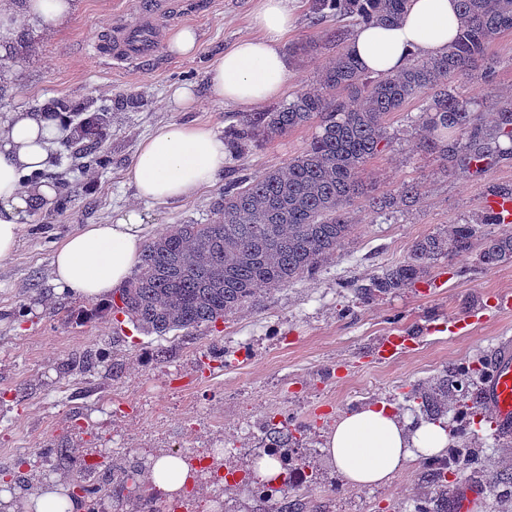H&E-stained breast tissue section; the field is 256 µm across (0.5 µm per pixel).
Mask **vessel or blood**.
<instances>
[{
	"mask_svg": "<svg viewBox=\"0 0 512 512\" xmlns=\"http://www.w3.org/2000/svg\"><path fill=\"white\" fill-rule=\"evenodd\" d=\"M181 0H145L132 19L116 15L97 36L90 57L113 65L143 64L158 52L167 22L181 13ZM483 402L495 411L498 427L512 434V340H502L481 390Z\"/></svg>",
	"mask_w": 512,
	"mask_h": 512,
	"instance_id": "vessel-or-blood-1",
	"label": "vessel or blood"
}]
</instances>
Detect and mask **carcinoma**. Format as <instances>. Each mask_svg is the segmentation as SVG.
<instances>
[{"mask_svg": "<svg viewBox=\"0 0 512 512\" xmlns=\"http://www.w3.org/2000/svg\"><path fill=\"white\" fill-rule=\"evenodd\" d=\"M407 0H311L316 23L329 16L350 18L361 24H392ZM461 33L448 53L410 60L401 72L371 77L346 49L319 75L317 87L297 93L287 104L244 115L224 130L227 158L238 159L252 147L319 121V131L285 166L258 175L227 177L206 224H172L166 232L146 241L139 262L126 285L108 304L113 316L122 315L148 333L213 327L224 316L255 298L261 286L283 288L312 276L349 238L354 224L350 207L363 200L372 218L389 214L415 201L412 184L393 194H378L364 179L367 163L391 146L386 117L412 101L421 100L419 122L426 131L424 149L463 177H477L512 163V98L499 96L494 118L485 123L477 103L450 78L480 69L490 75L493 61L486 48L496 37L512 30V0H460ZM133 101L108 104L87 97L72 105L64 100L44 102L42 112L72 111L81 116L63 142L64 152L87 166L110 163L105 144L111 112L129 108ZM498 223L483 208L471 220L417 240L402 263L354 283L363 301L396 293L420 281L441 258L476 253L479 264L492 269L512 263V231L485 236V224ZM477 371L463 363L437 382L411 395L421 400L432 420L444 416L448 397L465 398L475 387ZM304 426L286 417L265 426L267 447L297 448ZM432 491L416 502L415 512H445L446 476L476 474L484 479L487 494L503 498L500 486L512 475L490 476L482 469L477 448L452 444L446 454L431 457ZM82 489L87 512H96L111 491L107 480L93 487L74 479ZM288 485L262 486L258 497L276 502L278 512H293Z\"/></svg>", "mask_w": 512, "mask_h": 512, "instance_id": "obj_1", "label": "carcinoma"}]
</instances>
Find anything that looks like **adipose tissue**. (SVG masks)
Returning <instances> with one entry per match:
<instances>
[{"label": "adipose tissue", "instance_id": "1", "mask_svg": "<svg viewBox=\"0 0 512 512\" xmlns=\"http://www.w3.org/2000/svg\"><path fill=\"white\" fill-rule=\"evenodd\" d=\"M294 0H258L252 22L259 34L236 42L211 67L208 82L219 103L258 105L276 98L288 83L291 65L283 41L295 21ZM74 0H26L15 15L0 0V40L20 17L54 28L66 20ZM461 27L459 0H407L393 25L357 27L346 48L374 76L396 73L417 56L447 52ZM69 131L67 113L19 111L0 118V258L11 256L35 201L52 200L48 179L25 183V173L49 168L52 151ZM224 139L200 125L172 123L142 142L133 158L130 178L140 199L168 202L211 186L224 170ZM143 212L129 208L109 223L88 224L69 235L53 259L55 280L76 298L104 301L122 288L142 250ZM448 431L437 423H412L389 404L378 402L339 416L328 432L323 452L343 483L355 489L385 484L411 459L444 452ZM198 470L186 457L160 453L147 470L150 493L176 500Z\"/></svg>", "mask_w": 512, "mask_h": 512}]
</instances>
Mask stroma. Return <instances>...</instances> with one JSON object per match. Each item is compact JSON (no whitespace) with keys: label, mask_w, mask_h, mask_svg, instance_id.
<instances>
[{"label":"stroma","mask_w":512,"mask_h":512,"mask_svg":"<svg viewBox=\"0 0 512 512\" xmlns=\"http://www.w3.org/2000/svg\"><path fill=\"white\" fill-rule=\"evenodd\" d=\"M181 23L195 28L198 50L180 58L160 49L144 65L92 62L86 50L111 16L137 14L141 0H75L63 25L49 30L24 22L11 40L18 59L0 70V115L39 108L44 100L87 96L138 100L135 109L112 114L107 168L70 173L72 201L63 214L38 206L21 230L17 251L0 259V489L15 500L50 483L86 476L96 483L116 463L146 471L164 451L190 460L209 458L213 469L248 471L249 458L214 451L224 444L260 448L263 423L290 416L306 424L304 464L289 497L302 512H413L426 489L424 466L412 462L380 487L341 486L323 454L325 437L342 413L386 402L411 419L421 413L409 394L460 363L486 366L503 337H512V263L488 269L475 256L438 260L413 287L366 302L350 289L382 269L403 262L415 241L472 218L492 183H512V164L484 177L464 178L422 151L415 118L419 101L386 119L390 149L374 156L366 176L378 192L416 184L419 197L392 218L370 222L354 212L355 228L335 258L312 277L260 291L254 302L217 322L165 336L116 322L104 304L71 297L55 282L58 246L87 224H105L136 206L145 212L144 238L169 225L207 223L223 181L190 198L160 204L139 199L129 177L139 145L165 124L205 125L215 132L236 124L247 109L211 99L209 67L235 41L255 35L257 0H188ZM310 0H297L296 24L285 43L307 44L292 57L283 93L267 109L288 103L314 83L341 48L337 33L349 21L314 24ZM495 62L492 80L473 73L468 97L512 95V30L487 47ZM187 86L196 104L174 99ZM316 124L294 129L250 150L232 166L256 174L284 166L302 151ZM406 337L400 354L384 357L382 339ZM88 351L105 362L83 370L66 366ZM194 512H268L248 484L203 476L189 489Z\"/></svg>","instance_id":"35a3bbf8"}]
</instances>
